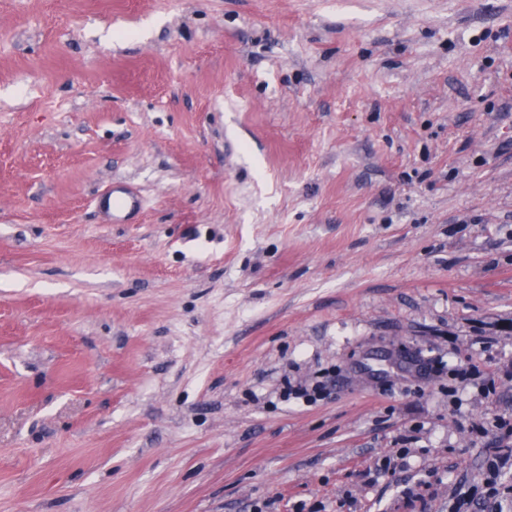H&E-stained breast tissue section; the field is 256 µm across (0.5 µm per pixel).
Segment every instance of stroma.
Listing matches in <instances>:
<instances>
[{"instance_id": "stroma-1", "label": "stroma", "mask_w": 512, "mask_h": 512, "mask_svg": "<svg viewBox=\"0 0 512 512\" xmlns=\"http://www.w3.org/2000/svg\"><path fill=\"white\" fill-rule=\"evenodd\" d=\"M495 416L512 0H0V512H448ZM141 200L127 186L113 184L98 201V206L108 221L118 223L130 219L140 208Z\"/></svg>"}]
</instances>
